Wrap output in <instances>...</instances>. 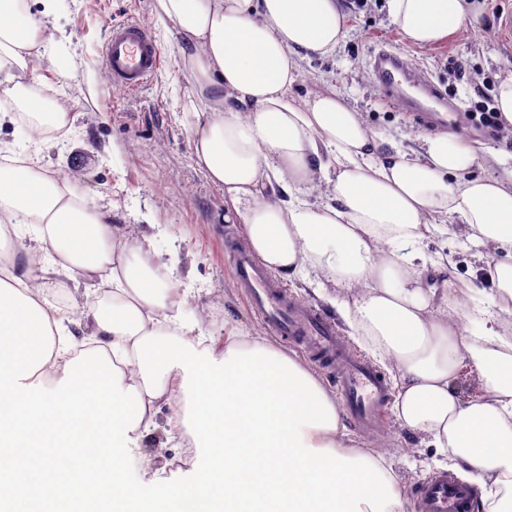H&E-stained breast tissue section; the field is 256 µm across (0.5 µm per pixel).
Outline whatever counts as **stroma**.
<instances>
[{
	"instance_id": "35a3bbf8",
	"label": "stroma",
	"mask_w": 512,
	"mask_h": 512,
	"mask_svg": "<svg viewBox=\"0 0 512 512\" xmlns=\"http://www.w3.org/2000/svg\"><path fill=\"white\" fill-rule=\"evenodd\" d=\"M156 0H56L48 22L57 42L50 53L34 59L43 76L32 85V96L53 101L69 112L68 131L43 145L41 164L51 169H76L81 177L73 188L87 201L107 211L113 224L135 226L151 237L155 250L173 253L176 264L165 275L187 293L182 316L199 321L223 350L224 333L238 328L271 340L264 321L255 315L235 284L224 251L226 241L243 242L242 226L224 198V190L210 183L195 164L192 132L180 124L172 87L179 81L177 35L165 33L154 18ZM346 36L329 57L313 56L302 63L293 90L307 96L333 90L343 96L368 127L384 137L416 144L425 132L404 109L384 101L371 74L370 55L379 44L392 46L413 74L434 82L458 109L448 115L451 133L487 148L478 172L498 177L512 167V134L488 133L468 121L471 112L495 107L499 75L512 69V39L502 25L512 13V0H481V10L466 34L429 47L409 44L387 12V0H368L357 8L343 0ZM134 21L148 29L163 53V66L145 87L114 93L105 78L102 46L108 37L103 17ZM431 252L448 253L455 271L448 281H436L440 294L456 312L490 301L491 284L479 279L473 245L464 234L428 240ZM289 293L323 317L338 323L347 334L330 299L338 289L322 291L296 278L284 281ZM155 427L145 440L148 452L160 454L167 480L194 473L181 461L179 427L167 405H159ZM382 431L366 434L356 427L347 432L355 446L385 453L405 491L439 472L432 449H418L416 438L383 410Z\"/></svg>"
}]
</instances>
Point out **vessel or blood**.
Here are the masks:
<instances>
[{
	"mask_svg": "<svg viewBox=\"0 0 512 512\" xmlns=\"http://www.w3.org/2000/svg\"><path fill=\"white\" fill-rule=\"evenodd\" d=\"M103 64L114 85L133 91L145 86L162 65V51L139 23H108ZM374 80L383 97L403 105L414 120L436 129L447 125L453 104L430 83L417 82L404 59L383 47L371 60ZM238 287L270 332L298 344L319 366L330 371L354 425L379 428L378 416L391 397L389 382L373 363L339 336L336 327L288 293L245 248L228 244ZM473 494L449 471L432 475L414 493L415 512H473Z\"/></svg>",
	"mask_w": 512,
	"mask_h": 512,
	"instance_id": "obj_1",
	"label": "vessel or blood"
}]
</instances>
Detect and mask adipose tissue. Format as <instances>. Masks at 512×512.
Instances as JSON below:
<instances>
[{"instance_id": "obj_1", "label": "adipose tissue", "mask_w": 512, "mask_h": 512, "mask_svg": "<svg viewBox=\"0 0 512 512\" xmlns=\"http://www.w3.org/2000/svg\"><path fill=\"white\" fill-rule=\"evenodd\" d=\"M33 16L23 0H0V97L22 102L32 131L25 145L0 159V280L38 303L54 336L50 360L35 380L55 388L79 351L104 348L123 373L122 387L143 395L142 421L130 431L133 452L159 474L157 457L140 443L167 404L183 422L184 372L172 368L161 394L150 397L135 342L147 333L172 334L197 350L212 347L181 317L185 298L160 272L168 263L135 228L112 226L71 190L76 172L62 175L34 160L42 128H67L68 115L47 112L25 97L41 79L26 60L53 46L43 21L55 0ZM405 39L425 48L462 32L477 0H388ZM155 16L181 38L180 69L190 88L180 119L193 131L199 169L223 186L252 255L284 279L333 282L343 294L334 305L352 335L364 337L394 372V410L400 425L436 455L452 458L481 489L482 512H506L512 495V342L495 310L512 309V176L476 174V143L446 132L419 137L403 149L369 130L333 91L310 98L292 87L302 62L334 52L345 36L341 0H157ZM321 187L320 201L303 199ZM458 217L469 242L486 257L494 287L491 308L477 309L476 330L450 317L448 304L424 280L447 274L446 253L426 240L453 233ZM40 277H33V270ZM60 290L99 280L112 290L94 304L59 307L43 277ZM470 364L482 382L477 398H463L459 370ZM305 444L347 457L367 456L405 494L385 455L350 446L345 425L303 428Z\"/></svg>"}]
</instances>
